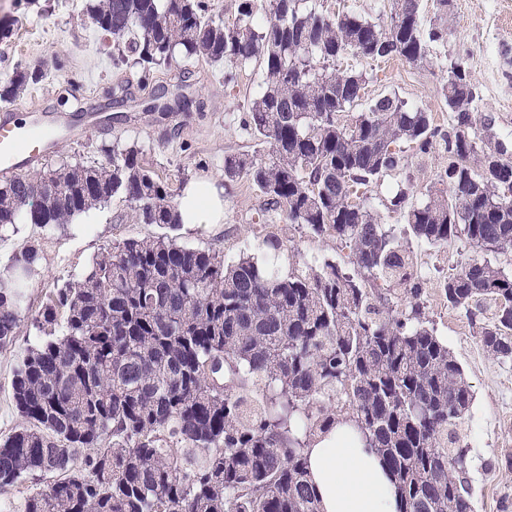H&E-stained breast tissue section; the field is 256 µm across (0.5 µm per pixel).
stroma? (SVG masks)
<instances>
[{
	"instance_id": "1",
	"label": "stroma",
	"mask_w": 512,
	"mask_h": 512,
	"mask_svg": "<svg viewBox=\"0 0 512 512\" xmlns=\"http://www.w3.org/2000/svg\"><path fill=\"white\" fill-rule=\"evenodd\" d=\"M92 0H0V85L16 68L45 65L48 75L23 91L11 113L22 120V108L37 106L66 116L103 111L110 119L95 129L61 139L45 157V165H107L105 146L120 142L140 148L151 170L175 191L195 178L225 186L224 221L220 224L180 225L171 231L154 224L131 221L124 198L112 197L100 208L76 216L64 226L22 223L0 232V268L11 255L31 242L40 243L42 277L28 291L31 310H38L49 290L80 276L98 252L128 238L170 233L188 247H213L234 257L260 254L268 235H277L289 255L313 260L324 255L344 258L335 240L306 233L301 226L272 220L261 194L246 180L226 182L224 158L256 150L243 121L250 100L264 80L261 69L238 71L234 83L224 81L223 66L199 57L178 59L155 71L148 84L139 81L138 68H115L112 42L92 25ZM467 67L478 89L480 113L492 115L502 136L512 135V0H453L448 34L434 44L423 64L347 57L337 69L366 73L367 98L397 95L408 105L432 112L436 124L449 128V110L442 97L451 62ZM190 74V92L202 101V111H147L152 96L175 93V78ZM126 83L127 98L113 97L112 88ZM424 275L426 312L438 335L460 362L473 392V402L462 428L470 452L468 484L474 512H512V360L486 352L464 312L447 306L440 282L448 267L467 259L471 250L458 243L448 250L415 245ZM38 335L23 321L13 345L0 350V437L19 422L11 398L13 370Z\"/></svg>"
}]
</instances>
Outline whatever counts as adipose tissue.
I'll list each match as a JSON object with an SVG mask.
<instances>
[{
    "label": "adipose tissue",
    "instance_id": "obj_1",
    "mask_svg": "<svg viewBox=\"0 0 512 512\" xmlns=\"http://www.w3.org/2000/svg\"><path fill=\"white\" fill-rule=\"evenodd\" d=\"M178 212L185 224L223 223L224 192L211 179H200L186 186ZM308 470L321 512H399L386 471L348 425H337L310 448Z\"/></svg>",
    "mask_w": 512,
    "mask_h": 512
}]
</instances>
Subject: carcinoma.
<instances>
[{"label":"carcinoma","instance_id":"cac0c4a2","mask_svg":"<svg viewBox=\"0 0 512 512\" xmlns=\"http://www.w3.org/2000/svg\"><path fill=\"white\" fill-rule=\"evenodd\" d=\"M390 27L310 0H238L226 24L210 0H95L89 15L112 38L113 65L142 82L176 55L234 71L262 66L246 125L265 158L224 157V178L247 179L288 224L351 250L281 264L270 235L262 256L228 258L168 235L129 238L92 258L77 280L49 291L34 244L0 273V349L26 317L40 332L14 370L21 423L0 439V488L50 476L4 512H319L308 449L344 423L374 450L400 512H473L468 446L460 429L473 402L462 366L430 326L409 242L382 222L364 189L407 168L400 143L448 164L415 197L390 199L414 235L475 255L444 276L448 305L465 311L483 347L512 359V273L489 254L512 253V139L480 115L463 63L442 93L452 128L380 95L360 111L368 77L338 71L344 56L427 61L448 28H423L415 0H388ZM46 76L15 71L14 100ZM107 166H59L0 182V231L68 224L119 195L136 224H181L175 191L129 146ZM494 317L484 316L485 306Z\"/></svg>","mask_w":512,"mask_h":512}]
</instances>
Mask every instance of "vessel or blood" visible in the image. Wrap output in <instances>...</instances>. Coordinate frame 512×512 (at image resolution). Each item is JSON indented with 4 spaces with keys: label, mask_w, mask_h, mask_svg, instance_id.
<instances>
[{
    "label": "vessel or blood",
    "mask_w": 512,
    "mask_h": 512,
    "mask_svg": "<svg viewBox=\"0 0 512 512\" xmlns=\"http://www.w3.org/2000/svg\"><path fill=\"white\" fill-rule=\"evenodd\" d=\"M28 119L18 124L0 125V174L11 176L32 169L41 162L55 146V142L44 137V130L56 135L72 133L68 117L51 114L39 108L27 111Z\"/></svg>",
    "instance_id": "b4317fda"
}]
</instances>
